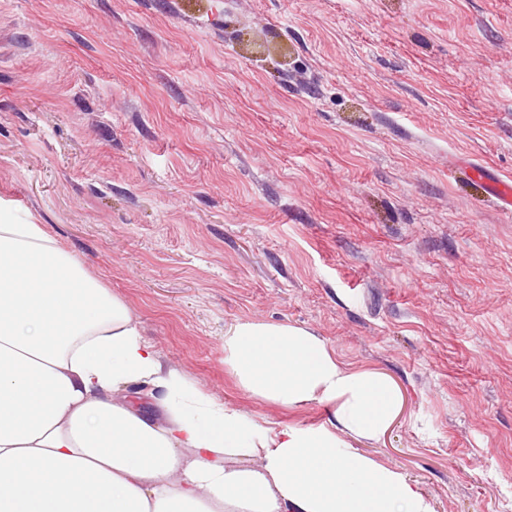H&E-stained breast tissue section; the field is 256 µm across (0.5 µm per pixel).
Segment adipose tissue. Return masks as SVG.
Instances as JSON below:
<instances>
[{
  "instance_id": "obj_1",
  "label": "adipose tissue",
  "mask_w": 512,
  "mask_h": 512,
  "mask_svg": "<svg viewBox=\"0 0 512 512\" xmlns=\"http://www.w3.org/2000/svg\"><path fill=\"white\" fill-rule=\"evenodd\" d=\"M224 366L256 398L317 401L333 419L261 423L202 392L42 225L0 207V512H434L337 433L384 431L386 377L258 321L225 330ZM129 385L148 402L118 399Z\"/></svg>"
}]
</instances>
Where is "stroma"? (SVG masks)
<instances>
[{"label": "stroma", "instance_id": "stroma-1", "mask_svg": "<svg viewBox=\"0 0 512 512\" xmlns=\"http://www.w3.org/2000/svg\"><path fill=\"white\" fill-rule=\"evenodd\" d=\"M512 0H0V202L261 423L224 330L288 324L399 404L376 440L434 512H512ZM457 168L465 179L483 186L488 199L495 203L501 213L512 216L511 177L501 178L477 164H459Z\"/></svg>", "mask_w": 512, "mask_h": 512}]
</instances>
